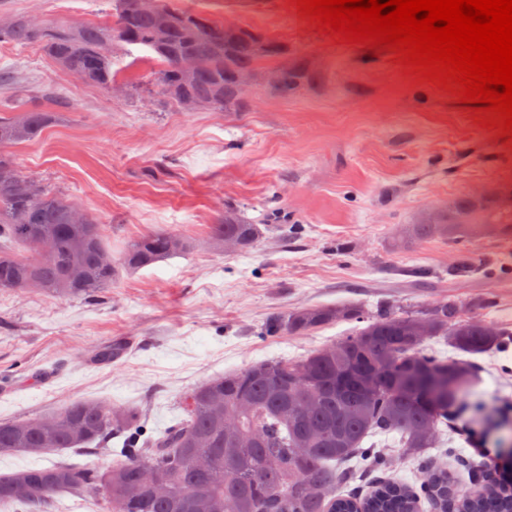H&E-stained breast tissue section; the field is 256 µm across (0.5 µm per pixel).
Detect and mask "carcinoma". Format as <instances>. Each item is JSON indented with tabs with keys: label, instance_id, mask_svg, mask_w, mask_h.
<instances>
[{
	"label": "carcinoma",
	"instance_id": "1",
	"mask_svg": "<svg viewBox=\"0 0 512 512\" xmlns=\"http://www.w3.org/2000/svg\"><path fill=\"white\" fill-rule=\"evenodd\" d=\"M0 44L37 45L70 80L108 89L112 46L153 55L155 92L185 111L249 110L240 73L260 75V63L286 48L273 37L228 28L213 16L159 0L152 12L138 0H112L106 23L73 25L6 11ZM270 91L286 98L311 80L300 67L279 66ZM9 111L0 116V290L37 291L92 300L112 287L117 266L138 270L191 250L188 238L159 229L129 240L118 261L105 224L24 173L12 148L39 137L59 119L38 100L57 101L49 88L15 82ZM476 224H512V203L471 195L411 225L416 239L468 236ZM260 233L237 213L209 226L215 250L246 251ZM464 304L440 300L419 312L368 315L349 304L302 308L270 319L269 336L310 335L338 322H364L307 355L268 359L212 378L177 402L172 424L148 429L138 406L78 400L43 416L0 421V458L93 448L113 457L106 467L54 463L0 473V507L47 512L56 496L93 498L108 512H419L421 497L438 512H512V485L487 482L477 494L461 492L448 471L431 472L422 493L384 481L365 497L339 493L353 479L358 458L369 468L389 465L386 448L364 440L399 436L406 455L420 456L436 442L439 425L458 412L475 386L470 360H450L425 343L442 340L470 356L501 347L494 331Z\"/></svg>",
	"mask_w": 512,
	"mask_h": 512
}]
</instances>
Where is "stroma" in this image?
<instances>
[{"instance_id":"stroma-1","label":"stroma","mask_w":512,"mask_h":512,"mask_svg":"<svg viewBox=\"0 0 512 512\" xmlns=\"http://www.w3.org/2000/svg\"><path fill=\"white\" fill-rule=\"evenodd\" d=\"M278 39L281 61L315 79L282 98L253 83L249 112H187L149 94L156 69L141 51L114 47L127 97L66 80L35 46H0V72L54 88L66 106L57 123L14 149L22 170L104 222L113 254L131 238L167 228L197 247L130 273L120 269L96 302L0 291V420L51 413L75 400L150 404L151 424L208 379L275 357L295 358L349 333L340 322L307 336H267V319L316 305L348 303L376 314L422 310L444 298L485 300L479 315L507 330L503 349L476 358L480 382L467 395L464 424L487 428L512 450V417L489 410L512 403V233L483 230L458 240H424L409 228L423 211L483 188L512 187V141L483 128L456 96L405 74L392 53L335 44L289 0H180ZM20 13L78 23L105 22L111 0H9ZM233 209L260 222L244 253L205 244L210 224ZM299 234L265 223L271 210ZM481 259L469 277L453 269ZM130 340L109 365L100 347ZM52 377L29 382L38 371ZM441 441L460 458L428 450L396 457L380 478L422 485L432 468L474 489L463 466L473 452L460 429ZM54 462L110 464L91 450L0 458V472Z\"/></svg>"}]
</instances>
